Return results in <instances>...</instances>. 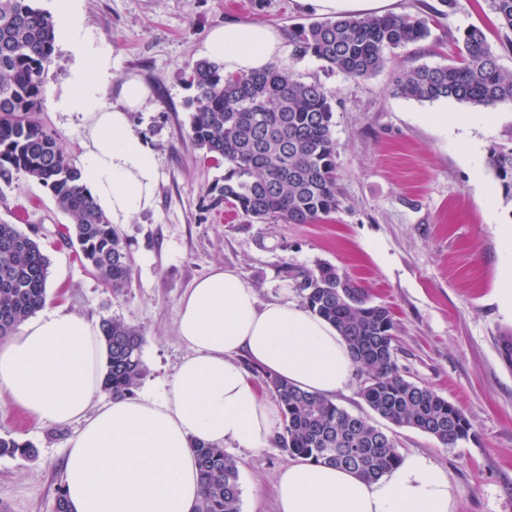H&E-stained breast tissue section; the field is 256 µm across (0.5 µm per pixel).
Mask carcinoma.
Here are the masks:
<instances>
[{
    "mask_svg": "<svg viewBox=\"0 0 512 512\" xmlns=\"http://www.w3.org/2000/svg\"><path fill=\"white\" fill-rule=\"evenodd\" d=\"M500 28L512 31V0H492ZM55 20L35 0H0V180L23 173L47 188L72 225L83 260L113 291L131 281L126 243L80 184L79 168L46 129L42 112L45 73L54 52ZM427 20L410 14L338 16L288 31L294 62L313 57L348 78L366 79L388 67V52L427 38ZM460 59L395 73L392 92L419 102L453 99L489 112L512 103V73L498 64L485 32L461 35ZM189 137L214 160H224L218 200L260 221L310 224L338 205L332 96L317 82L273 64L248 75L224 74L207 59L189 75ZM488 164L503 196L512 200V145L490 151ZM49 259L33 237L0 223V339L17 333L47 300ZM305 308L331 324L364 376L360 395L381 419L435 437L446 447L471 434L467 416L433 389L406 379L396 357L390 309L336 266L323 263L298 283ZM106 350L102 389L134 394L145 368L146 339L119 318L99 322ZM274 394L280 447L292 458L344 468L367 481L388 474L401 456L393 437L331 398L302 390L250 365ZM201 500L196 512H241L237 461L224 449L194 445ZM37 456L32 443L0 437V456Z\"/></svg>",
    "mask_w": 512,
    "mask_h": 512,
    "instance_id": "1",
    "label": "carcinoma"
}]
</instances>
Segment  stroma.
<instances>
[{
	"label": "stroma",
	"mask_w": 512,
	"mask_h": 512,
	"mask_svg": "<svg viewBox=\"0 0 512 512\" xmlns=\"http://www.w3.org/2000/svg\"><path fill=\"white\" fill-rule=\"evenodd\" d=\"M399 13L425 17L429 37L391 51L377 76L354 80L308 57L280 63L305 81H320L333 98L332 133L340 205L314 224L259 221L215 203L223 165L208 162L191 141L187 77L201 60L207 34L229 21L263 23L280 31L319 20L300 0H83L89 35L112 48V85L130 78L152 97L130 115L132 130L157 152L160 180L154 207L119 225L132 260L129 288L116 293L60 236L70 217L46 188L20 174L0 180V222L35 236L50 260L49 307L92 322L116 317L140 327L145 376L136 396L156 394L188 350L177 336L181 298L196 280L221 265L236 270L260 301L302 304L296 276L322 262L349 273L373 303L396 321L397 361L412 382L433 388L470 419L468 441L444 447L420 431L388 426L400 455L420 454L448 475L454 512H512V365L500 354L512 318L495 294L502 227L512 225V203L487 164L492 148L512 143V104L487 124L469 127L471 106L452 100L418 102L393 94L394 72L446 65L470 26L485 30L500 67L512 72V51L491 0H464L451 12L441 0H398ZM75 63L56 43L45 76L41 119L59 145L82 161L85 127L78 113L52 105ZM448 115L440 133L423 121ZM480 161L472 167L466 153ZM495 209L496 221L486 212ZM75 425L38 421L0 399V436L30 441L35 459L0 456V512H51L61 465ZM239 466L241 512H278L276 475L290 459L277 441L256 450L224 445Z\"/></svg>",
	"instance_id": "35a3bbf8"
}]
</instances>
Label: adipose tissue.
<instances>
[{
  "instance_id": "1",
  "label": "adipose tissue",
  "mask_w": 512,
  "mask_h": 512,
  "mask_svg": "<svg viewBox=\"0 0 512 512\" xmlns=\"http://www.w3.org/2000/svg\"><path fill=\"white\" fill-rule=\"evenodd\" d=\"M56 11L59 38L76 62L53 107L82 115L80 182L112 223H129L155 205L157 155L129 122L150 91L129 79L117 102L107 103L109 46L86 33L81 0H57ZM282 44L272 26L231 23L209 34L204 54L225 73L245 75L265 69ZM177 335L188 354L159 395L109 401L100 398L103 339L86 317L50 309L0 340V395L38 420L78 426L62 474L70 512H194L201 484L192 443L258 450L279 422L242 358L326 396L354 371L334 327L291 303L260 302L235 270L221 266L181 299ZM276 488L278 512H451L447 474L417 454L373 482L295 461L278 473Z\"/></svg>"
}]
</instances>
